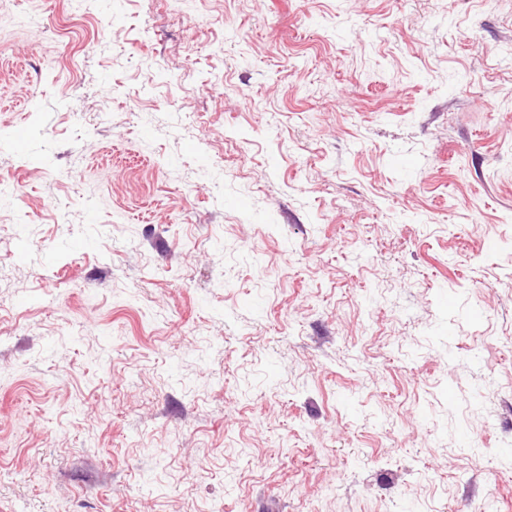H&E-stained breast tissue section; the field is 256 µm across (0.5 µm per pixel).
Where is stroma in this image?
<instances>
[{
	"mask_svg": "<svg viewBox=\"0 0 512 512\" xmlns=\"http://www.w3.org/2000/svg\"><path fill=\"white\" fill-rule=\"evenodd\" d=\"M0 188V512H512V0H0Z\"/></svg>",
	"mask_w": 512,
	"mask_h": 512,
	"instance_id": "35a3bbf8",
	"label": "stroma"
}]
</instances>
